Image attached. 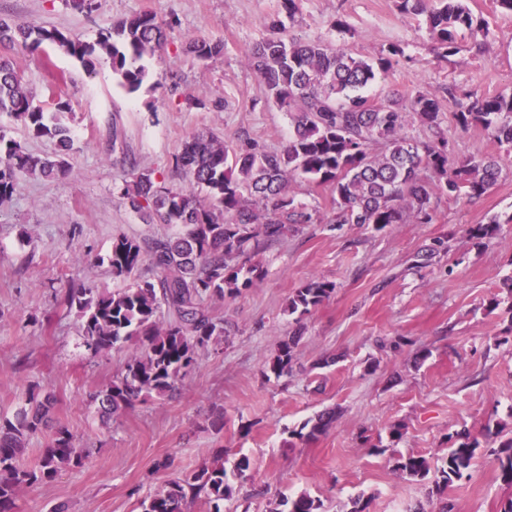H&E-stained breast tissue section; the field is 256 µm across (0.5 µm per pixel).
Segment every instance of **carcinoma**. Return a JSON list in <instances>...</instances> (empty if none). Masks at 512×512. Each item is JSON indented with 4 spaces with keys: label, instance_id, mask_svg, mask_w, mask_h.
<instances>
[{
    "label": "carcinoma",
    "instance_id": "obj_1",
    "mask_svg": "<svg viewBox=\"0 0 512 512\" xmlns=\"http://www.w3.org/2000/svg\"><path fill=\"white\" fill-rule=\"evenodd\" d=\"M408 16H426V29L440 58L458 51L459 33L483 40L488 22L473 14L466 0H398ZM273 36L251 49L247 64L264 84L267 98L288 112L293 134L280 151L253 145L231 150L214 132L184 141L175 165L188 185L176 187L154 172L131 173L122 188L129 208L145 224L179 228L172 236L139 240L120 236L104 257L112 277L125 283L116 290L94 283L72 285L61 297L76 313L84 346L93 356H106L130 340L140 351L125 360L112 383L90 396L103 419L120 414L139 399L172 395L196 364L201 350H218L224 340V320L213 316L208 302L241 293L263 279L259 264L240 262L258 254L288 232L290 224H309L313 214L295 204L290 183L302 176L332 188L336 216L331 224H371L382 230L391 224L428 219L431 201L439 197H479L500 178L499 157L450 161V144L440 130L438 93L454 97L453 89L418 92L407 100L374 103L364 94L377 74L393 71L403 56L391 44L376 61L338 49L321 40L301 42L283 35L278 23ZM167 41L165 25L151 13L124 19L85 41L56 27L0 19V44L20 45L34 52L55 47L87 70L99 62L128 94L148 79L140 61L159 54ZM224 45L191 39L186 51L200 61L223 52ZM0 112L21 121L35 139L52 142V155L25 151L0 129V201L11 198L18 177L45 179L66 173L73 149V118L68 102L35 103L28 84L8 62L0 61ZM463 129L481 127L499 144L512 148V93L469 95V103L454 114ZM427 131L409 133L412 122ZM498 221L468 228L472 239L493 238ZM335 284L321 278L308 281L287 303L290 314L304 316L329 299ZM302 336L298 328L284 339L268 363L277 377L292 371L293 352ZM53 397L33 389L12 415L0 413V512H15L19 492L53 480L64 468L81 465L84 449L73 434L58 428L33 466L22 463L29 440L40 433ZM336 422L324 411L304 423L308 431L291 437L308 441ZM448 453L432 463L422 456H400L395 469L421 480L432 477L431 493L443 494L467 478L479 452V442L466 431L449 436ZM501 480L512 485V437L492 449ZM233 487L223 456L185 479L169 481L140 503L141 512H184L189 502L203 501L206 512H224ZM323 503L306 493L283 497L270 512H321Z\"/></svg>",
    "mask_w": 512,
    "mask_h": 512
}]
</instances>
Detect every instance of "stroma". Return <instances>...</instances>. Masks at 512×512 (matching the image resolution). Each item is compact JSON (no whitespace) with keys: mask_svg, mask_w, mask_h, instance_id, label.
<instances>
[{"mask_svg":"<svg viewBox=\"0 0 512 512\" xmlns=\"http://www.w3.org/2000/svg\"><path fill=\"white\" fill-rule=\"evenodd\" d=\"M79 13L64 0H0V18L55 26L85 40L117 21L149 12L169 24L161 55L144 58L157 90L130 96L108 64L88 72L50 48L29 52L0 45L29 83L36 101L70 102L76 140L66 175L22 177L0 202V413L13 412L29 387L54 398L53 427H65L85 448L82 466L23 490L16 512H141L139 503L173 479L223 456L233 470L240 456L250 480L236 483L234 502L268 512L270 502L301 493L320 499L324 512H349L360 497L366 512H499L512 497L486 453L512 437V150L480 128L460 130L455 101H442L441 127L453 158L500 156L501 178L482 196L433 201L425 224H334L331 190L304 178L294 198L318 213L314 224L291 225L287 235L257 255L266 275L234 298L211 304L227 333L219 351H202L178 392L135 403L103 422L90 394L109 384L136 350L129 342L109 355L87 354L75 313L60 303L68 283L94 280L115 289L101 264L113 238L172 233L146 224L121 195L131 168L154 169L181 186L174 163L182 142L211 130L230 146L252 142L282 150L289 115L268 101L247 65L252 47L269 37L268 19L280 17L288 37L322 40L369 59L389 44L404 56L377 78L370 94L383 101L450 86L457 93L512 92V14L492 0H469L488 21L491 36L475 47L469 34L459 50L437 58L422 17L401 15L395 0H297L286 15L281 0H95ZM224 45L200 62L186 54L187 39ZM202 107L190 108L186 99ZM498 219L495 238L470 239L468 228ZM335 283L331 297L302 320L288 315V298L308 280ZM304 334L293 371L278 378L267 362L295 325ZM332 408L336 422L302 442L290 432ZM224 413L223 429L211 425ZM402 438L392 442L393 429ZM500 430L493 438L492 430ZM469 431L479 453L469 479L430 494L428 482L394 467L398 454L436 460L448 438Z\"/></svg>","mask_w":512,"mask_h":512,"instance_id":"35a3bbf8","label":"stroma"}]
</instances>
